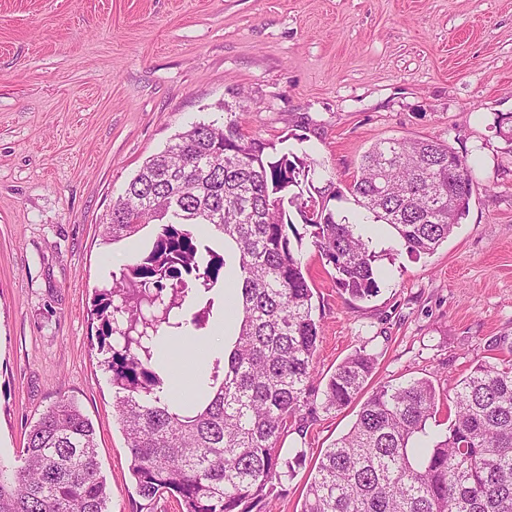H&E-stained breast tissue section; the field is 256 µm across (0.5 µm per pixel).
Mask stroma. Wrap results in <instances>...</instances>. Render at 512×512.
Returning a JSON list of instances; mask_svg holds the SVG:
<instances>
[{"mask_svg":"<svg viewBox=\"0 0 512 512\" xmlns=\"http://www.w3.org/2000/svg\"><path fill=\"white\" fill-rule=\"evenodd\" d=\"M242 101L244 132L306 151L340 218L359 216L345 189L377 142L437 140L472 166L469 212L434 253L367 223L372 297L343 293L304 247L319 375L364 348L373 383L448 390L491 340L512 350V0H0V461L71 398L95 427L110 512H179L136 490L90 314L155 228L107 244L100 224L148 157ZM355 419L320 409L289 433L282 456H304L253 512H300L321 450Z\"/></svg>","mask_w":512,"mask_h":512,"instance_id":"stroma-1","label":"stroma"}]
</instances>
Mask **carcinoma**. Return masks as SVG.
I'll list each match as a JSON object with an SVG mask.
<instances>
[{"label": "carcinoma", "mask_w": 512, "mask_h": 512, "mask_svg": "<svg viewBox=\"0 0 512 512\" xmlns=\"http://www.w3.org/2000/svg\"><path fill=\"white\" fill-rule=\"evenodd\" d=\"M472 183L467 159L448 145L393 139L363 155L347 192L418 256L466 216ZM340 196L314 185L307 154L246 135L236 114L176 135L105 215L107 243L157 225L119 281L95 290L91 310L143 499L167 495L181 512H252L269 483L293 476L301 454L282 458L278 444L291 427L304 434L303 410H315L320 337L303 239L342 291L360 300L377 292L380 256L328 207ZM311 200L314 221L300 233L289 209L303 221ZM209 226L232 245L233 266L207 244ZM231 280L240 288L235 342L213 355L190 404L171 391L165 346L204 329ZM376 362L364 348L344 358L319 392L321 408L356 402ZM445 402L454 408L448 435L414 446ZM111 499L93 424L69 398L31 426L18 465L0 464V512H110ZM301 512H512V361H476L448 395L427 378L376 387L321 451Z\"/></svg>", "instance_id": "cac0c4a2"}]
</instances>
